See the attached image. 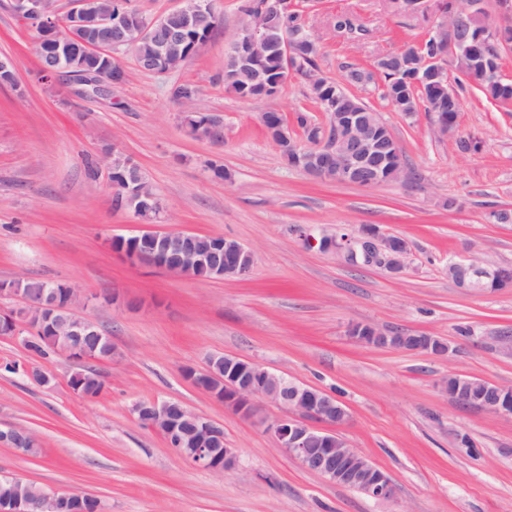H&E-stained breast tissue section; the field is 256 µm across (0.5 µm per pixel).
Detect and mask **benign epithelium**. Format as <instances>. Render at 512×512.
I'll return each mask as SVG.
<instances>
[{
	"mask_svg": "<svg viewBox=\"0 0 512 512\" xmlns=\"http://www.w3.org/2000/svg\"><path fill=\"white\" fill-rule=\"evenodd\" d=\"M460 8L453 17L436 13L431 27L433 40L441 52L428 59L434 65L436 78L450 81L452 65L448 49L467 46L471 33L467 17L479 6L477 0H459ZM300 9L297 0H263L259 10L251 14L233 42L237 56L246 64L274 56L279 67L266 70L251 69L255 87H278L295 72L291 60L298 55L297 48L314 41L306 24L289 34H282L277 42L269 37L274 21ZM10 10L21 20L37 22L42 29L44 47L39 53L40 73L47 80L64 77L69 70L65 59L83 56L92 51L112 63L108 74L89 77L87 94L105 95L121 86L126 79L118 54L135 51L136 65L145 73L165 74L180 68L191 56L186 40L189 28H203L211 21L210 0H190L189 8H181L162 17L148 18L131 6L129 0H74L67 13L68 39L58 34L59 18L53 0H10ZM410 55L408 48L385 54L362 74L370 83L389 71V61ZM16 75L10 58L0 55V86H15ZM194 97L180 99L187 107L181 121L191 136L213 141L216 132H224V121L210 115L205 121L195 119L190 110ZM264 130L273 141L293 142V130L279 121L262 119ZM386 126L378 112H363L354 104L338 109L331 106L330 117L321 125L317 142L309 149L294 146L299 169L316 180L372 188L380 184V171L391 162L383 143L380 128ZM112 203L121 210L133 207L132 214L139 224L153 223L152 212L162 210L161 199L152 184L142 179L137 183H112ZM310 246L322 250H344L347 258L356 262H376L398 274L405 268L409 243L400 236H385L375 226L360 227L353 242L341 238L306 237ZM112 251L121 254L134 266L158 268L169 274L186 277L196 267H206L217 280L248 277L253 268V252L242 243L223 236H202L179 231H146L120 239L112 237ZM450 276L458 287L469 292L484 289L488 282L504 280L502 266L476 259L454 260L448 263ZM64 297L53 291H44L38 297L22 295L25 306L21 310L0 313V337L18 338L28 345L41 331L40 325L29 320L36 309L64 311L65 322L57 326L58 335L70 346L72 363L85 365L83 341L89 336H100L102 330L91 317L79 312L88 306L79 289L65 285ZM349 335L357 342L384 348L400 349L444 356L448 344L429 335L404 332L388 334L372 325L356 324ZM192 384L249 417L258 407V400L274 402L288 410V415L273 421L269 430L280 449L297 460L305 469L326 479L363 491L369 496L388 501L396 496L392 479L377 469L360 451L351 447L336 433V426L349 418L343 403L321 389L296 382L268 368L239 357L217 354L209 358L199 373L187 376ZM448 399L463 406L487 412L512 416V387L466 375H451L447 379ZM137 420L174 440L172 449L193 467L214 473H223L234 464V450L223 446L224 426L210 418L187 409L178 401L157 399L140 400L132 407ZM326 428H319L317 424ZM0 442L25 455L37 443L32 433L11 427L0 430ZM64 495L40 489L36 497L20 496L9 509L0 512H58V503Z\"/></svg>",
	"mask_w": 512,
	"mask_h": 512,
	"instance_id": "1",
	"label": "benign epithelium"
}]
</instances>
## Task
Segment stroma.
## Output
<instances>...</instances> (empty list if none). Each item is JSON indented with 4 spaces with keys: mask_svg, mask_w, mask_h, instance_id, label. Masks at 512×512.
<instances>
[{
    "mask_svg": "<svg viewBox=\"0 0 512 512\" xmlns=\"http://www.w3.org/2000/svg\"><path fill=\"white\" fill-rule=\"evenodd\" d=\"M242 3L214 0L221 24L178 70L147 74L132 52L121 53L127 81L104 97L41 81L33 29L0 6V54L12 57L17 79L0 86V281L69 282L104 297L89 313L113 347L111 359L92 364L105 390L87 400L70 389L65 357L0 338V428L31 430L41 446L32 457L0 445V478L88 493L104 512H512V418L458 406L444 392L455 373L512 386V288L471 293L448 276L452 259L512 265V224L486 220L512 208V112L468 86L446 138L433 133L427 113L398 112L368 86L358 95L388 125L411 180L373 188L315 180L288 166L261 121L267 111L301 109L325 121L307 81L291 75L261 101L224 87L225 56L248 22ZM340 16L359 32L337 30ZM433 17L399 0H317L308 24L321 72L338 80L347 65L369 66L421 41ZM180 83L198 87V111L223 118V145L185 134L170 96ZM463 137L481 149L459 153ZM113 152L131 158L158 191L159 230L235 239L253 252L251 275L177 277L112 252L108 237L143 230L112 208ZM214 164L229 179L215 178ZM363 224L408 241L401 274L304 239ZM356 323L437 336L449 351L366 346L349 334ZM216 354L335 394L349 413L338 434L388 474L396 499L330 482L280 450L268 429L284 414L279 405L260 402L245 417L183 377V368H204ZM31 367L50 374V384L35 383ZM152 398L223 424L233 469L215 474L179 458L131 412Z\"/></svg>",
    "mask_w": 512,
    "mask_h": 512,
    "instance_id": "obj_1",
    "label": "stroma"
}]
</instances>
